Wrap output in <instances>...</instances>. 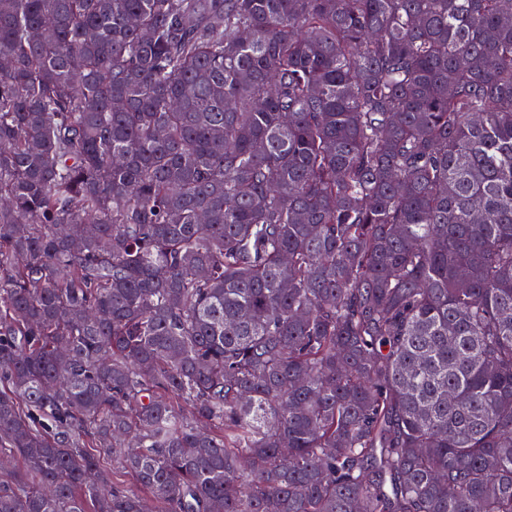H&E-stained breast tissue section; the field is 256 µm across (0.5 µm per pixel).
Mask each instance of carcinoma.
Listing matches in <instances>:
<instances>
[{
  "instance_id": "1",
  "label": "carcinoma",
  "mask_w": 512,
  "mask_h": 512,
  "mask_svg": "<svg viewBox=\"0 0 512 512\" xmlns=\"http://www.w3.org/2000/svg\"><path fill=\"white\" fill-rule=\"evenodd\" d=\"M0 470L512 512V0H0Z\"/></svg>"
}]
</instances>
